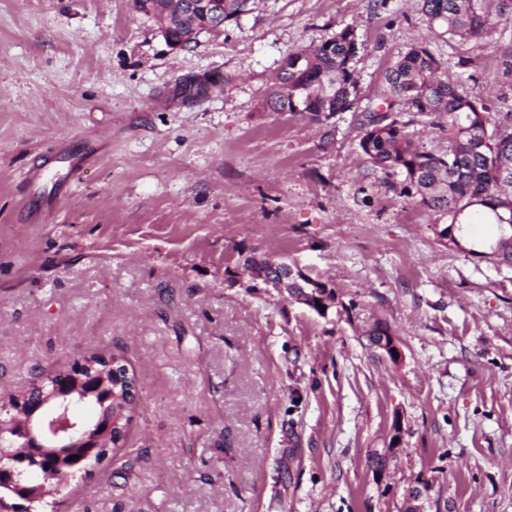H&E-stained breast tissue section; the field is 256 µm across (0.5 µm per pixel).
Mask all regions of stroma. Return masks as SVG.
Returning a JSON list of instances; mask_svg holds the SVG:
<instances>
[{
	"label": "stroma",
	"mask_w": 512,
	"mask_h": 512,
	"mask_svg": "<svg viewBox=\"0 0 512 512\" xmlns=\"http://www.w3.org/2000/svg\"><path fill=\"white\" fill-rule=\"evenodd\" d=\"M347 26L359 97L326 143L262 103L289 52ZM424 34L416 0H257L175 49L132 0H0V401L93 353L137 382L121 447L45 507L401 512L417 489L422 512H512V262L448 247L447 216L359 148ZM429 48L512 119L511 19ZM60 142L82 177L63 160L31 192ZM251 256L339 304L254 282ZM369 317L399 360L367 347ZM284 262L280 263H273L282 265ZM273 270H276L275 274H270L267 278V284L272 285L273 281H280L279 284H277V288H281L285 285L286 281H290L293 283L297 288H301L302 295L300 297L301 301H306L307 303H303L310 307L311 309H314V305H316V302H319L318 309L321 311V307H325V312H322L323 314H326L328 309L330 308V304L332 301H329L326 299L327 293H323L324 290H329L330 288H325L324 283L311 279L306 274L302 272L301 269L298 268L297 265H289L288 263L283 264V267H276L273 266Z\"/></svg>",
	"instance_id": "obj_1"
}]
</instances>
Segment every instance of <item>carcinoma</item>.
<instances>
[{
  "label": "carcinoma",
  "instance_id": "carcinoma-1",
  "mask_svg": "<svg viewBox=\"0 0 512 512\" xmlns=\"http://www.w3.org/2000/svg\"><path fill=\"white\" fill-rule=\"evenodd\" d=\"M202 0H132L133 9L158 25L166 40L187 45L192 36L215 23L238 20L255 0H224V17L216 19L199 7ZM426 35L386 72L387 91L381 106L365 113L359 147L374 170L401 173L427 209L448 216V226L461 234L473 224H500V199L512 197V179L500 177L499 162L512 161V127L493 122L484 103L442 78L443 63L427 39L478 38L494 24L490 0H417ZM358 53L355 31L345 27L316 45L288 54L264 100L271 112H299L329 125L338 112L358 100L352 61ZM405 104L431 123L448 118V148L441 155L420 149L397 118ZM112 417L126 427V391L114 387Z\"/></svg>",
  "mask_w": 512,
  "mask_h": 512
}]
</instances>
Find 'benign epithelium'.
<instances>
[{
	"mask_svg": "<svg viewBox=\"0 0 512 512\" xmlns=\"http://www.w3.org/2000/svg\"><path fill=\"white\" fill-rule=\"evenodd\" d=\"M286 282L302 290L300 300L308 307L319 305L330 308L324 283L308 277L297 265L287 263L269 275L267 284ZM374 348L397 361L401 357L399 342L393 332L379 337ZM120 373L116 361L107 359L104 369H98L83 357L61 373L46 377L38 374L28 387L5 403L0 404V456L11 462L38 460L36 448L55 449L52 470L64 471L66 478L74 477L67 471L68 458L80 455L98 462L109 449L117 446L125 432H116L112 422V376ZM0 484L12 490L20 499L30 504L40 502L45 496L42 484H26L17 473L0 467Z\"/></svg>",
	"mask_w": 512,
	"mask_h": 512,
	"instance_id": "benign-epithelium-1",
	"label": "benign epithelium"
}]
</instances>
